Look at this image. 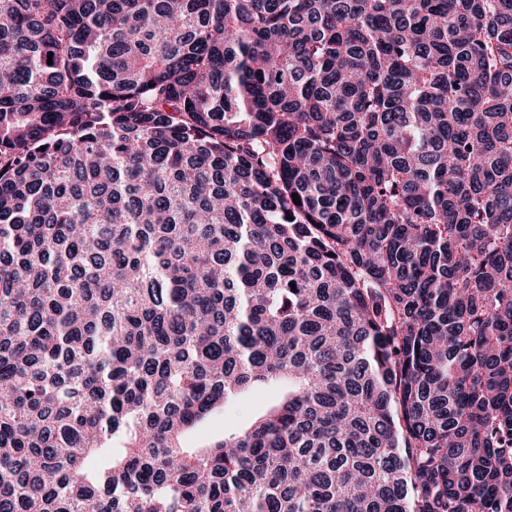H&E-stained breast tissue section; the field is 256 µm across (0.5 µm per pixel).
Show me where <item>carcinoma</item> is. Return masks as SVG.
<instances>
[{
  "mask_svg": "<svg viewBox=\"0 0 512 512\" xmlns=\"http://www.w3.org/2000/svg\"><path fill=\"white\" fill-rule=\"evenodd\" d=\"M0 512H512V0H0ZM275 395L276 392L271 389H260L247 393L229 406L224 415L213 418L203 428L194 433L192 440L196 442L207 437L222 435L224 426L240 427L248 424L264 411Z\"/></svg>",
  "mask_w": 512,
  "mask_h": 512,
  "instance_id": "obj_1",
  "label": "carcinoma"
}]
</instances>
